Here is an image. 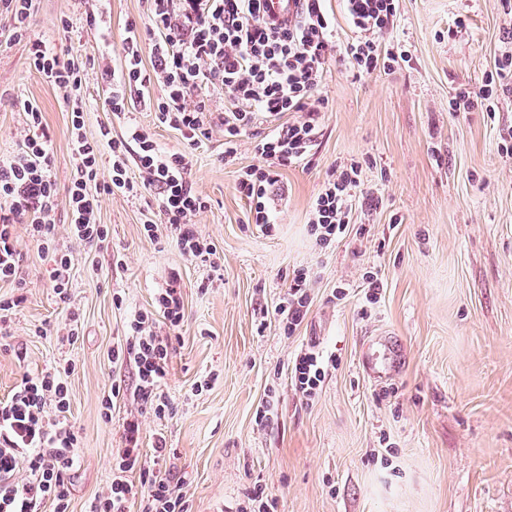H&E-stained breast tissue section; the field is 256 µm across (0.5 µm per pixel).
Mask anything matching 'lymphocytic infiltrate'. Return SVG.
<instances>
[{
    "instance_id": "f902f5d3",
    "label": "lymphocytic infiltrate",
    "mask_w": 512,
    "mask_h": 512,
    "mask_svg": "<svg viewBox=\"0 0 512 512\" xmlns=\"http://www.w3.org/2000/svg\"><path fill=\"white\" fill-rule=\"evenodd\" d=\"M152 45V67L141 59L142 30L129 22L121 44L124 65L120 71L103 66L112 83L110 108L127 116L131 101L154 112L157 123L181 131L189 147L209 140L214 125L224 129V159L232 161L240 137L258 125L274 121L273 130L257 138L260 166L242 168L239 193L249 202L248 221L271 228L274 204L284 196L281 171L306 157L315 141L325 105L320 95L326 64L334 51L335 21L325 0H301L288 25L268 22L264 0H145ZM355 36L343 51L356 77L391 72L407 54L389 37L400 0H344ZM32 66L47 82L63 90L71 106L74 171L66 191H59L51 174L49 139L38 105L24 103L25 126L17 153L0 164V281L22 283L21 254L14 226L26 223L28 235L43 250L52 252L50 281L54 294L67 301L73 254L59 249L54 224L48 215L58 197H65L70 213L68 235L84 244L104 243L107 231L96 219L99 191L138 198L153 194L158 218L145 222L148 237L165 228L183 254L203 263H215L216 245L196 230L194 219L209 203L193 187L190 161L181 152L164 153L151 134L128 123L124 135L113 138L103 128L96 140L84 133V74L74 60L44 41L29 47ZM163 86L161 97H151V85ZM221 93L234 102L219 122L208 114L209 98ZM295 113L283 121L285 113ZM111 151L108 182H100L102 148ZM358 163L337 168L313 198L308 212L310 233L328 245L343 237L352 222V199L360 186ZM312 283L310 274L297 271L276 314L286 335L304 321ZM183 299L178 275H171L156 299L155 315L170 326L183 319ZM155 315L138 313L130 323L126 342L113 346V364L132 367L138 378V397L155 415H164L169 403L161 386L174 351L173 339L158 335ZM71 366H59L36 378H23L6 402H0V512H68L70 476L75 464L77 437L68 423L70 408L63 380ZM325 378V361L319 352L305 350L294 360L291 379L307 400L318 394ZM138 418L124 425L125 448L112 465L104 494L95 496L87 512H128L139 502L140 512H188V504L172 479L161 477L157 463L171 450L165 439L154 448V465H146L139 445ZM138 472L130 480L129 472ZM27 473L18 481V473Z\"/></svg>"
}]
</instances>
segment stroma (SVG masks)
Returning <instances> with one entry per match:
<instances>
[{"mask_svg": "<svg viewBox=\"0 0 512 512\" xmlns=\"http://www.w3.org/2000/svg\"><path fill=\"white\" fill-rule=\"evenodd\" d=\"M63 17L71 33L59 32ZM131 20L145 23L144 0L32 2V35L80 54L88 139L104 126L116 137L125 131L97 59L121 67ZM510 27L494 0H401L393 39L409 62L357 80L332 59L319 134L304 161L282 170L286 193L268 235L249 223L236 189L240 169L262 162L253 136L240 138L227 164L221 128L192 150L135 107L129 120L161 150L188 152L190 177L209 202L196 229L216 244L219 271L184 256L171 238L147 237L151 199L101 195L108 237L99 247L65 236L70 215L60 200L50 219L74 256L63 303L51 288L52 254L17 225L25 276L19 286L0 282V299L19 302L8 313L11 345L0 346V401L23 377L72 364L70 512H86L105 490L133 416L144 456L161 436L172 448L162 468L185 477L190 512H252L258 488L269 512H512V155L501 150L512 133V95L499 97L491 116L479 103L457 114L449 107L457 89L478 92L508 49ZM27 100L41 108L52 175L66 188L70 107L31 66L23 39L0 46V163L17 150ZM354 161L357 230L321 246L307 224L310 203L334 166ZM302 267L314 278L309 310L288 337L275 309ZM370 271L383 280L373 301ZM174 272L184 317L174 329L156 321L158 334L177 338L163 386L169 410L158 417L142 408L134 369L113 367L110 353ZM73 318L80 337L71 344L57 331ZM311 346L337 363L306 401L291 368ZM116 384L124 394L107 417L103 401ZM270 402L273 416L259 423Z\"/></svg>", "mask_w": 512, "mask_h": 512, "instance_id": "35a3bbf8", "label": "stroma"}]
</instances>
